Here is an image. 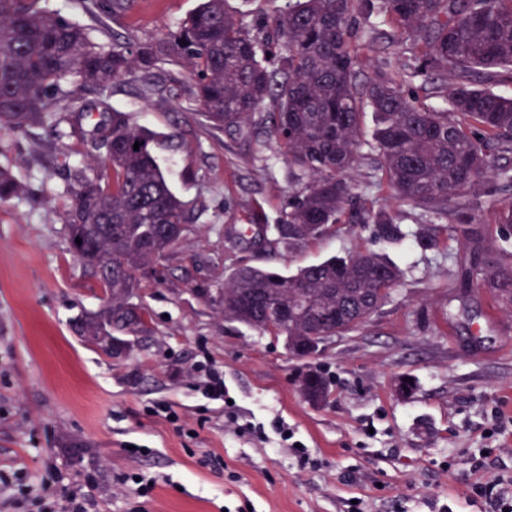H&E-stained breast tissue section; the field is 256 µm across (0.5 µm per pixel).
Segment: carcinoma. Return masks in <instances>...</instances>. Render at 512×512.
<instances>
[{
    "instance_id": "cac0c4a2",
    "label": "carcinoma",
    "mask_w": 512,
    "mask_h": 512,
    "mask_svg": "<svg viewBox=\"0 0 512 512\" xmlns=\"http://www.w3.org/2000/svg\"><path fill=\"white\" fill-rule=\"evenodd\" d=\"M202 0L166 40L134 52L108 46L87 28L53 13L41 0H0V127L27 133L47 124L56 103L74 114L66 136L97 157L99 172L81 176L65 210L70 251L106 288L112 301L81 332L112 354L109 329L141 323L126 299L137 273L154 269L194 220L172 192L149 149V136L130 126L105 92L139 68L151 74L158 55L186 66L210 125L239 132L256 113L283 152L296 180L275 225L278 240L297 246L336 224H372L389 240L404 236L403 208L448 221L464 237L474 263L464 285L489 293L512 313V169L493 150L512 152V97L492 87L512 84V0H295L256 20L258 37L224 8ZM385 44L396 62H378L360 79L361 40ZM435 84L445 106L419 102L412 84ZM378 116L373 142L361 139L366 109ZM139 149H133L134 144ZM375 156L379 175L368 183L386 193L354 204L347 173ZM39 201L0 169V202ZM484 198L498 225L487 242L472 214ZM81 243H76V239ZM111 266L108 276L98 267ZM403 277L395 263L370 251L331 257L293 273L242 265L224 278V319L278 335L286 349L310 357L309 337L339 336L362 325L391 297ZM306 399L324 401L327 380L315 370L301 382Z\"/></svg>"
}]
</instances>
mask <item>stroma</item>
<instances>
[{
  "label": "stroma",
  "instance_id": "1",
  "mask_svg": "<svg viewBox=\"0 0 512 512\" xmlns=\"http://www.w3.org/2000/svg\"><path fill=\"white\" fill-rule=\"evenodd\" d=\"M199 4L117 0L106 22L115 36L157 45ZM152 74L162 92L136 74L113 83L112 104L151 132L170 188L197 220L141 277L133 302L147 327L115 330L121 357L76 330L104 301L69 249L66 171L95 168L72 139L0 130V167L41 196L0 203V474L34 490L90 482L98 512H133L143 482L154 485L147 512H350L356 498L364 512H490L469 486L512 476V315L461 287L468 248L444 232L436 249L419 248L413 233L433 219L411 210L398 241L339 224L265 250L245 227L257 213L276 224L300 187L281 151L254 120L238 134L211 128L172 58ZM360 249L404 276L362 327L313 357H290L282 338L222 315L224 277L237 265L293 271ZM307 368L330 382L323 404L302 395ZM212 371L226 400L206 392ZM402 377L413 383L405 397Z\"/></svg>",
  "mask_w": 512,
  "mask_h": 512
}]
</instances>
